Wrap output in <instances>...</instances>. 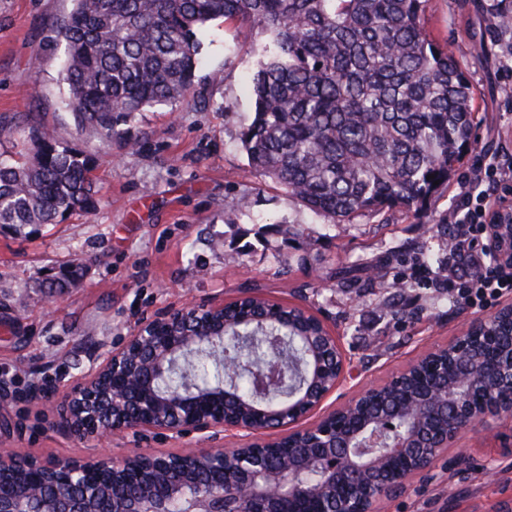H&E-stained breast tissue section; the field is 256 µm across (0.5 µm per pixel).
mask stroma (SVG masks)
Masks as SVG:
<instances>
[{
  "instance_id": "35a3bbf8",
  "label": "stroma",
  "mask_w": 512,
  "mask_h": 512,
  "mask_svg": "<svg viewBox=\"0 0 512 512\" xmlns=\"http://www.w3.org/2000/svg\"><path fill=\"white\" fill-rule=\"evenodd\" d=\"M492 0H428L429 33L461 65L474 93L473 144L446 189L421 211H364L334 224L286 189L251 171L240 135L253 117L251 77L259 30L215 20L198 34L194 84L179 102L140 112L103 140L78 129L65 106V44L55 27L73 0H0V126L50 129L96 162L97 206L28 238L0 234V448L34 456L87 458L98 449L71 438L53 411L38 412L32 388L60 399L138 324L190 301L228 302L243 293L309 309L326 321L358 369L324 403L385 381L425 348L448 344L462 326L489 317L482 303L437 288L411 256L447 254L435 226L455 205L462 180L483 156L512 158V82L491 42ZM136 139V148L125 144ZM248 208H238L239 199ZM81 266L71 288L45 295L38 283ZM380 267L384 282L365 281ZM405 284L393 293L395 280ZM512 421H489L481 438L464 433L460 469L414 481L386 512H504L512 506V456L501 439ZM197 436L114 437L120 457L138 448L177 452Z\"/></svg>"
}]
</instances>
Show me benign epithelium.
Instances as JSON below:
<instances>
[{
    "instance_id": "obj_1",
    "label": "benign epithelium",
    "mask_w": 512,
    "mask_h": 512,
    "mask_svg": "<svg viewBox=\"0 0 512 512\" xmlns=\"http://www.w3.org/2000/svg\"><path fill=\"white\" fill-rule=\"evenodd\" d=\"M488 250L495 262L512 267V223L490 224ZM224 305L189 303L146 320L121 347L103 353L90 371L56 402L66 432L83 442L105 445L123 433L172 435L234 431V448H184L176 453L140 448L123 458L36 457L0 449V476L30 472L21 493L0 481V512H169V504L193 488L196 512H384L385 503L407 491L437 465L448 471L464 463L449 455L461 434L487 419H512V354L504 358L476 348L479 334L507 337L512 351V303L467 325L445 346L421 353L387 383L409 393L390 416L381 411L347 432L336 413L352 415L373 402L384 385L360 389L316 422H302L350 376L338 337L327 326L302 334L311 361L302 389L277 407L253 397L247 403L228 388L159 394L154 381L173 358L224 338ZM453 359L444 385L413 393L414 375L425 362ZM294 444L288 456L270 464L267 433ZM323 467L312 485L304 472ZM133 469L147 470L148 483L136 493L104 497L91 488L92 472L106 470L112 486Z\"/></svg>"
}]
</instances>
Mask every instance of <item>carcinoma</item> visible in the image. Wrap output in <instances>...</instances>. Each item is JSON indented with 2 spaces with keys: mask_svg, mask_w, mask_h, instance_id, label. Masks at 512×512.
<instances>
[{
  "mask_svg": "<svg viewBox=\"0 0 512 512\" xmlns=\"http://www.w3.org/2000/svg\"><path fill=\"white\" fill-rule=\"evenodd\" d=\"M428 0H75L57 26L66 44L65 106L81 129L110 138L148 107L186 97L199 63L197 31L222 19L260 29L252 78L254 116L241 133L252 171L285 187L311 212L341 223L363 211H420L448 184L471 148L473 92L448 50L424 27ZM25 138L1 126L0 144ZM92 158L48 129L34 138L33 159L0 152V227L26 237L75 210L96 207ZM458 258L421 253L441 272ZM78 270L40 287L61 292ZM287 359L286 399L307 370L302 346L276 319L247 341L205 345L193 365L174 367L160 391L224 384V358L247 369L240 396L256 392L252 369Z\"/></svg>",
  "mask_w": 512,
  "mask_h": 512,
  "instance_id": "cac0c4a2",
  "label": "carcinoma"
}]
</instances>
